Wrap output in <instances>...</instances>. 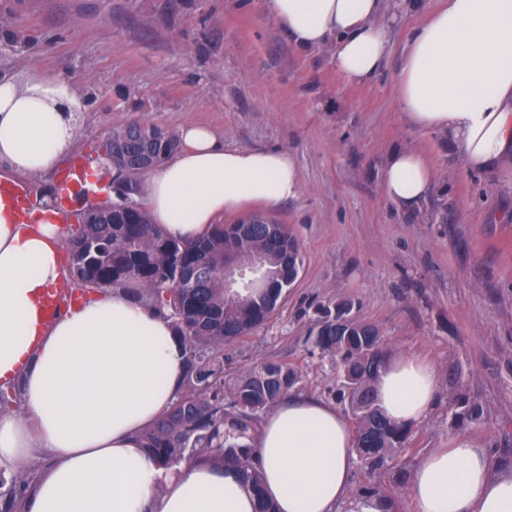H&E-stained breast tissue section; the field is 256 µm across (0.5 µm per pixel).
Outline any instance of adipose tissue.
<instances>
[{
    "label": "adipose tissue",
    "mask_w": 512,
    "mask_h": 512,
    "mask_svg": "<svg viewBox=\"0 0 512 512\" xmlns=\"http://www.w3.org/2000/svg\"><path fill=\"white\" fill-rule=\"evenodd\" d=\"M262 8L298 49L331 46L350 84L381 68L401 11L396 0H263ZM398 98L413 125L445 132L468 167L497 174L512 157V0H448L426 18L408 42ZM75 100L56 76L0 81V161L29 175L52 169L75 133L55 104ZM178 138L145 187L152 222L171 238L194 239L224 215L254 203L272 209L300 192L289 152L230 146L193 122ZM432 184L420 153L390 155V201L415 206ZM64 236L60 224L13 223L0 201V386L20 388L18 410L0 411V470L34 455L46 462L24 512H255L238 469L193 460L163 469L142 446L185 371L167 312L115 288L47 315L45 298L65 278ZM375 392L391 420L416 424L437 401L438 373L417 357H394ZM253 444L278 512H338L346 503L375 512L350 500L353 434L335 406L288 397ZM408 512H512V470H496L481 439L455 435L416 466Z\"/></svg>",
    "instance_id": "ef3b65f1"
}]
</instances>
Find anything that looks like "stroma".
I'll use <instances>...</instances> for the list:
<instances>
[{
    "label": "stroma",
    "instance_id": "stroma-1",
    "mask_svg": "<svg viewBox=\"0 0 512 512\" xmlns=\"http://www.w3.org/2000/svg\"><path fill=\"white\" fill-rule=\"evenodd\" d=\"M389 32V53L367 83L347 84L331 47L303 51L262 10V0H0V76L66 79L82 106L57 166L36 176L0 164V178L55 192L71 160L101 184L91 203L113 201L101 165L107 138L132 121L175 131L212 125L227 144L295 157L296 198L243 209L288 225L303 258L299 278L271 321L225 345L224 370L259 361L294 365L302 395L351 410L337 396L330 360L308 339L316 305L352 300L379 326L390 355L437 369L440 394L407 452L419 461L459 433L481 437L512 469V173L468 169L442 132L406 120L397 82L413 30L443 0H411ZM421 153L434 188L404 209L383 190L390 154ZM480 402L481 424H459L454 394Z\"/></svg>",
    "mask_w": 512,
    "mask_h": 512
}]
</instances>
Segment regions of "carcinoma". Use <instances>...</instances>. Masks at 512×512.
Segmentation results:
<instances>
[{"instance_id":"cac0c4a2","label":"carcinoma","mask_w":512,"mask_h":512,"mask_svg":"<svg viewBox=\"0 0 512 512\" xmlns=\"http://www.w3.org/2000/svg\"><path fill=\"white\" fill-rule=\"evenodd\" d=\"M120 142L123 170L112 207L87 212L85 224L70 232L66 248L69 275L82 288H127L148 304L166 310L186 350V370L178 399L142 434L143 448L169 469L186 458L239 468L258 500L257 512H275L262 491V473L253 448L240 442L258 429L263 414L295 393L299 377L288 363L259 362L232 379L224 375V345L237 342L267 323L288 296L301 269L297 240L286 224L251 216L214 224L191 241L167 237L133 198L135 180L178 149L177 133L132 122L113 133ZM251 223L246 237L238 224ZM259 256L261 265L224 279V256ZM347 299L315 309L309 340L338 370L340 395L355 421V449L372 478L384 474L390 488L372 482L359 496L396 512L392 490L407 476L401 451L410 448L413 429L391 423L376 403L374 382L388 353L380 329L353 315ZM455 418L478 424L484 410L465 397L455 402ZM33 473L14 474L0 495V512H21Z\"/></svg>"}]
</instances>
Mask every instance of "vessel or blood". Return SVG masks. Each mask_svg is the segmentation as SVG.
Segmentation results:
<instances>
[{
  "mask_svg": "<svg viewBox=\"0 0 512 512\" xmlns=\"http://www.w3.org/2000/svg\"><path fill=\"white\" fill-rule=\"evenodd\" d=\"M91 176L84 163L75 160L67 164L60 172L59 201L51 211L40 208L33 202L29 188L14 181L0 180V199L7 202L16 223L37 224L44 221L69 224L76 220L77 214L69 208L68 203L75 193L89 184Z\"/></svg>",
  "mask_w": 512,
  "mask_h": 512,
  "instance_id": "vessel-or-blood-1",
  "label": "vessel or blood"
}]
</instances>
